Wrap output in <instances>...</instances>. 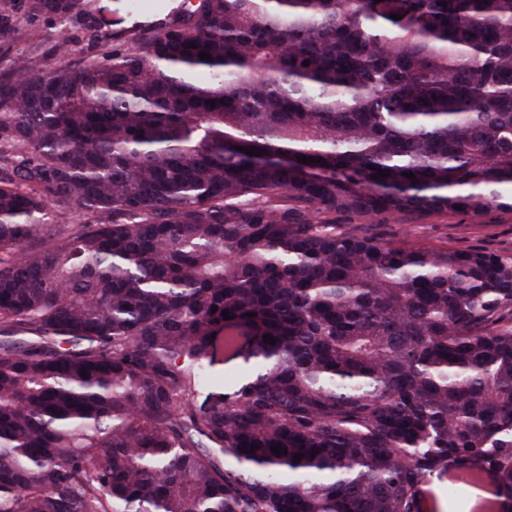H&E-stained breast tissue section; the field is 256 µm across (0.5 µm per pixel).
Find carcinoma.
I'll use <instances>...</instances> for the list:
<instances>
[{
	"mask_svg": "<svg viewBox=\"0 0 512 512\" xmlns=\"http://www.w3.org/2000/svg\"><path fill=\"white\" fill-rule=\"evenodd\" d=\"M17 5L82 3L0 0L1 40ZM69 44L0 79V512H437L434 478L512 512V258L336 223L505 205L512 0H178Z\"/></svg>",
	"mask_w": 512,
	"mask_h": 512,
	"instance_id": "carcinoma-1",
	"label": "carcinoma"
}]
</instances>
